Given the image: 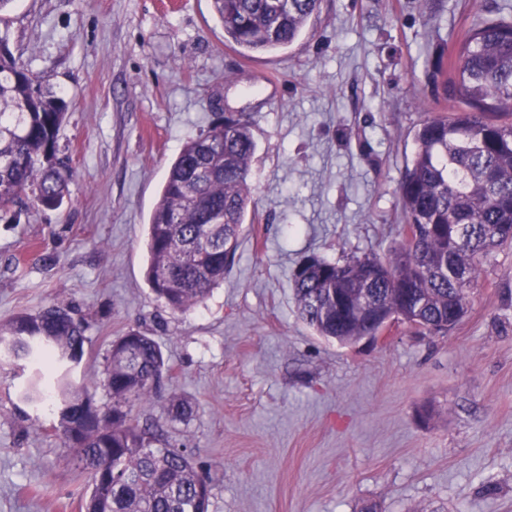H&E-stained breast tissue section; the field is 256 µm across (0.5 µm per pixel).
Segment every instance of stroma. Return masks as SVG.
<instances>
[{"mask_svg":"<svg viewBox=\"0 0 512 512\" xmlns=\"http://www.w3.org/2000/svg\"><path fill=\"white\" fill-rule=\"evenodd\" d=\"M495 3L321 0L294 44L245 58L213 0H14L0 35L65 101L72 177L62 208L0 219V323L71 308L88 326L75 381L102 407L113 340L152 336L163 395L193 415L136 414L191 451L210 512H512V247L482 258L443 334L397 323L343 345L305 324L291 287L307 255L400 242L413 128L451 110L426 73ZM224 112L253 121L255 205L223 282L175 312L147 281L148 224L184 144ZM21 384L0 362V512H81L89 473Z\"/></svg>","mask_w":512,"mask_h":512,"instance_id":"35a3bbf8","label":"stroma"}]
</instances>
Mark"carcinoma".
<instances>
[{"mask_svg": "<svg viewBox=\"0 0 512 512\" xmlns=\"http://www.w3.org/2000/svg\"><path fill=\"white\" fill-rule=\"evenodd\" d=\"M224 42L242 56L292 45L320 0H213ZM482 16L450 46L451 115L413 130L415 151L399 183L412 235L386 257L344 263L306 256L292 276L300 318L343 344L367 332L378 309L418 331L461 320L480 259L512 244V18ZM65 103L35 83L0 37V213L23 210L30 193L45 209L69 195L70 171L54 162ZM256 144L250 120L226 113L186 142L151 215L147 280L175 311L202 303L233 263L251 201ZM87 325L64 306L21 312L0 324L4 357L35 366L20 399L42 400L53 384L59 432L92 469L84 512H209L210 487L186 448H158L136 406L163 403L186 422L191 404L160 395L168 367L158 343L130 330L112 341L99 409L68 375L83 357Z\"/></svg>", "mask_w": 512, "mask_h": 512, "instance_id": "obj_1", "label": "carcinoma"}]
</instances>
